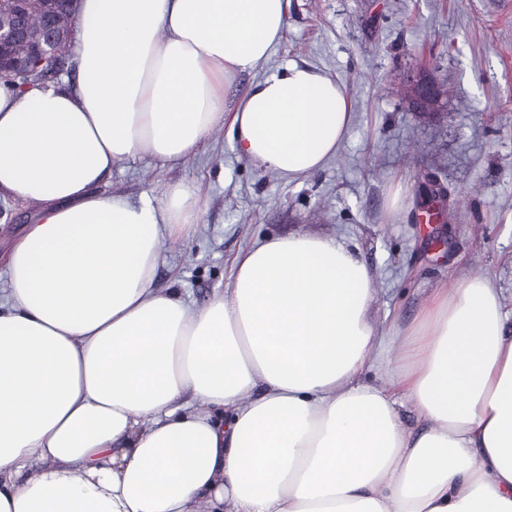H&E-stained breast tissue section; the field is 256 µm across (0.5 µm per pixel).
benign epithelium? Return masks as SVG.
I'll return each instance as SVG.
<instances>
[{
    "instance_id": "1",
    "label": "benign epithelium",
    "mask_w": 512,
    "mask_h": 512,
    "mask_svg": "<svg viewBox=\"0 0 512 512\" xmlns=\"http://www.w3.org/2000/svg\"><path fill=\"white\" fill-rule=\"evenodd\" d=\"M78 0H0V76H24L36 62L52 74L65 69L63 60L72 37ZM403 100L423 120L440 115L445 85L426 67L403 79Z\"/></svg>"
}]
</instances>
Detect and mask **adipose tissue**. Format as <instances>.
Returning <instances> with one entry per match:
<instances>
[{"mask_svg": "<svg viewBox=\"0 0 512 512\" xmlns=\"http://www.w3.org/2000/svg\"><path fill=\"white\" fill-rule=\"evenodd\" d=\"M287 7L80 0L76 83H0V193L40 205L0 301V512H512V311L488 277L388 336L348 243L291 234L193 310L155 274L197 186L98 190L226 124L284 178L336 156L351 100L329 75L294 63L224 98Z\"/></svg>", "mask_w": 512, "mask_h": 512, "instance_id": "1", "label": "adipose tissue"}]
</instances>
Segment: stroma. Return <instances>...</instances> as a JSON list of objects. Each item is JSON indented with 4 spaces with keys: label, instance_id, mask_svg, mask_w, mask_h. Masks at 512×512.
Instances as JSON below:
<instances>
[{
    "label": "stroma",
    "instance_id": "35a3bbf8",
    "mask_svg": "<svg viewBox=\"0 0 512 512\" xmlns=\"http://www.w3.org/2000/svg\"><path fill=\"white\" fill-rule=\"evenodd\" d=\"M422 62L451 90L431 122L398 94ZM291 63L325 72L351 99L349 133L323 169L290 181L257 168L226 126L184 163L137 156L113 166L103 191L132 200L179 183L200 188L197 231L166 244L158 288L203 307L256 239L305 233L359 250L386 334L412 320L430 288L469 274L490 278L512 309V0H288L284 38L231 79L227 101ZM427 173L450 205L431 223L420 203ZM37 210L0 194V258Z\"/></svg>",
    "mask_w": 512,
    "mask_h": 512
}]
</instances>
